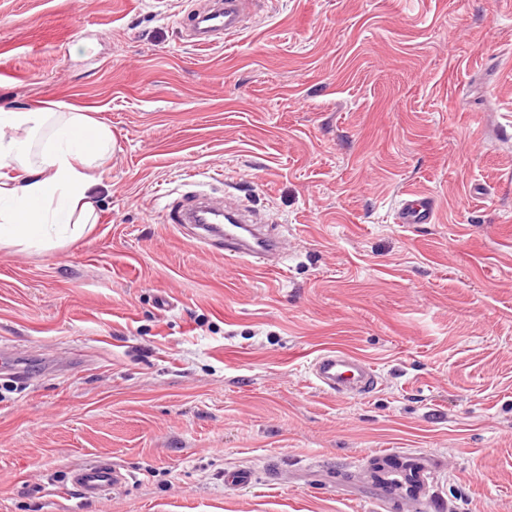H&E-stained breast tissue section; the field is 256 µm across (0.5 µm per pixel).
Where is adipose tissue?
<instances>
[{
  "instance_id": "adipose-tissue-1",
  "label": "adipose tissue",
  "mask_w": 512,
  "mask_h": 512,
  "mask_svg": "<svg viewBox=\"0 0 512 512\" xmlns=\"http://www.w3.org/2000/svg\"><path fill=\"white\" fill-rule=\"evenodd\" d=\"M111 153L110 128L79 109H0V247L80 239L95 221L92 171Z\"/></svg>"
}]
</instances>
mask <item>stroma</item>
Here are the masks:
<instances>
[{
    "instance_id": "1",
    "label": "stroma",
    "mask_w": 512,
    "mask_h": 512,
    "mask_svg": "<svg viewBox=\"0 0 512 512\" xmlns=\"http://www.w3.org/2000/svg\"><path fill=\"white\" fill-rule=\"evenodd\" d=\"M202 3L0 0V108L113 141L84 237L0 249V512H512V0H254L200 48ZM193 190L287 234L280 270L167 224ZM410 190L434 223H395ZM336 347L374 393L313 384ZM409 454L420 502L370 478ZM101 456L125 485L58 496ZM309 369L315 385L337 398L367 396L378 384L376 368L351 350H326L312 361Z\"/></svg>"
}]
</instances>
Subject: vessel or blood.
<instances>
[{
	"label": "vessel or blood",
	"instance_id": "vessel-or-blood-1",
	"mask_svg": "<svg viewBox=\"0 0 512 512\" xmlns=\"http://www.w3.org/2000/svg\"><path fill=\"white\" fill-rule=\"evenodd\" d=\"M250 2L211 0L207 7L193 13L191 38L197 45L207 46L216 39L238 34ZM435 217L433 198L414 193L405 194L395 212L399 224H430ZM169 221L187 231L207 252L223 254L228 260L255 262L267 269L286 250L282 237L264 226L248 223L239 208L226 199L215 200L204 194L181 198L170 206ZM310 375L321 391L339 398L369 395L378 384L375 367L365 357L345 349L319 354L310 365ZM429 479V470L418 464L403 473L392 472L388 482L393 486L407 484L413 497L419 499L426 494ZM127 480V474L104 457L69 470L65 487L77 499L92 502Z\"/></svg>",
	"mask_w": 512,
	"mask_h": 512
}]
</instances>
